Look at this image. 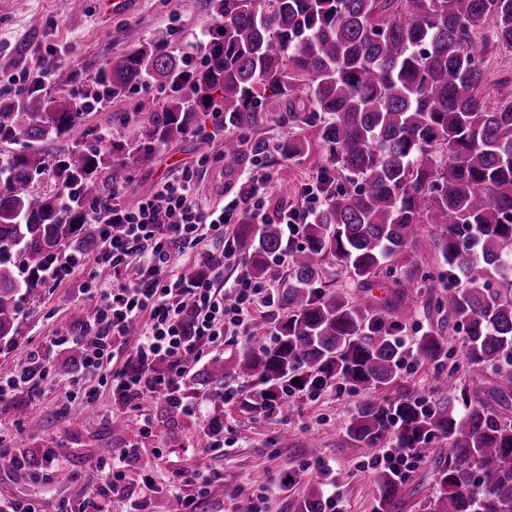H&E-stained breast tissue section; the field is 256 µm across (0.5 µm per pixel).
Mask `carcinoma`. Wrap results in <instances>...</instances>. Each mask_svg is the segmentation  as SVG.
I'll return each instance as SVG.
<instances>
[{
    "instance_id": "1",
    "label": "carcinoma",
    "mask_w": 512,
    "mask_h": 512,
    "mask_svg": "<svg viewBox=\"0 0 512 512\" xmlns=\"http://www.w3.org/2000/svg\"><path fill=\"white\" fill-rule=\"evenodd\" d=\"M210 7L214 25L198 61L146 42L88 80L78 69L54 68L59 88L84 87L77 97L0 98V143H27L0 161V253H16L13 262L0 258V341L13 343L51 258L95 250L86 204L124 182L129 162H151L161 146L219 113L226 128L260 127L267 99H283L288 159L329 171L332 186L295 249L277 224L236 225L232 246L249 277H264L272 257L290 253L280 296L287 316L257 323L247 353L212 358L198 380L252 377L260 390L246 405L283 416L289 393L339 378L368 396L347 425L361 447H378L391 424L398 448L424 454L433 440L448 439L433 512H512V95L490 101L482 92L487 52H512V0H210ZM146 82L162 91L159 109L126 111ZM101 99L114 111L110 151L43 150L66 140L83 109ZM132 123L138 134L129 140ZM306 127L318 128L314 146L301 136ZM42 174L54 189L34 188ZM69 185L77 193L66 202ZM423 224L439 229L434 250L448 266L437 310L448 329L464 332L467 364L494 376L487 385H450L438 374L443 397L433 402L400 390L402 350L388 323L398 309L416 307L421 289L440 287L407 259ZM330 257L362 288L385 274L390 297L351 301L326 287ZM447 358L442 329L416 343L418 361ZM375 483V512H395L402 479L382 470ZM296 512H323L320 491Z\"/></svg>"
}]
</instances>
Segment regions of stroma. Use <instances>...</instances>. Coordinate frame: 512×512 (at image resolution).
Wrapping results in <instances>:
<instances>
[{
    "label": "stroma",
    "mask_w": 512,
    "mask_h": 512,
    "mask_svg": "<svg viewBox=\"0 0 512 512\" xmlns=\"http://www.w3.org/2000/svg\"><path fill=\"white\" fill-rule=\"evenodd\" d=\"M212 22L209 0H138L135 11L123 17L101 14L97 0H0V72H19L50 48L62 64L89 73L143 42L156 41L189 52L193 46L188 35ZM118 28L125 34L121 43L112 40ZM284 109V103L269 98L270 121L257 129L238 131L243 144L238 160L225 159L223 138L211 140L193 133L160 148L152 162L130 164L127 201L149 193L170 169L195 163L205 155L207 172L197 190L207 204L223 205L225 196L238 186L244 168L255 159L277 175L268 188L270 200L300 204L311 171L307 165L289 162L279 148L283 132L273 116ZM91 306L78 283L43 289L24 309L11 350L0 354V376H8L25 363L31 342L51 336L56 329L79 327ZM464 339L461 333L449 335V357L440 367L405 358L400 370L403 389L431 400L436 396V373L463 383L490 378V370H476L464 362ZM85 384L95 390L96 401L78 416L68 414V383L55 373L37 390L0 402V448L20 437L36 454L56 449L60 464L59 478L51 480L41 464L16 468L0 458V512H12L21 502L35 503L40 512H76L86 493L102 480L95 460L104 447L138 449L139 458L129 467V490H138L140 468L150 465L159 492L152 497L148 512H168L167 492L180 488L179 472L185 467L222 477L221 492L208 495L200 512H237L241 500L256 497L261 498L264 512H295L297 503L313 487L325 495L336 494L339 512H374L375 472L363 466L371 453L346 432L365 393L336 383L312 393L293 392L288 397L292 415L285 418L244 406L241 396L254 390L252 379H226L225 388L234 393L230 399L222 398L213 387L190 384L187 392L205 400L203 411L177 415L165 400L144 398L142 411L151 425L146 431L135 418L127 420L124 428L113 429L112 418L120 414L121 406L111 387L96 374L87 375ZM215 421L224 431L223 447L198 446L199 437L207 435ZM312 442L321 451L319 458L308 454ZM447 459V440H435L423 463L407 474L397 512H429L431 500L439 494L438 468ZM293 472L297 481L286 484V474Z\"/></svg>",
    "instance_id": "1"
}]
</instances>
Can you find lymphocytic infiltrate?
Here are the masks:
<instances>
[{
  "label": "lymphocytic infiltrate",
  "mask_w": 512,
  "mask_h": 512,
  "mask_svg": "<svg viewBox=\"0 0 512 512\" xmlns=\"http://www.w3.org/2000/svg\"><path fill=\"white\" fill-rule=\"evenodd\" d=\"M56 61L55 50H47L32 70L1 74L0 90L17 95L44 90ZM206 164L202 158L172 170L135 203L126 202L124 188L118 185L89 204V217L100 226L94 262L110 270L111 278L83 276L82 259L62 255L44 269L42 285L79 282L83 294L95 301L94 316L78 330L55 333L49 341L31 346L27 362L0 378V401L43 381L55 349L78 346L83 357L79 372L70 377L72 400L94 401V392L81 387L84 371L92 369L103 372L113 395L129 412H139L141 399L156 395L178 413L202 410L203 401L186 394L185 377L204 357L223 351L225 336L250 335L253 311L274 308L278 293L276 282L245 275L229 284L221 281L224 261L233 255L226 231L263 206L271 173L251 172L227 204L213 208L196 192ZM324 191V175L315 174L304 188L301 205L281 212L288 235H298L322 208ZM207 239L215 244L208 271L186 277L176 266L177 258L193 253ZM127 343L132 353L122 363L118 355ZM162 360L168 364L163 372L156 368ZM137 456L136 449L119 448L97 461L105 480L87 494L79 512H107L108 502L126 479L129 461Z\"/></svg>",
  "instance_id": "1"
}]
</instances>
